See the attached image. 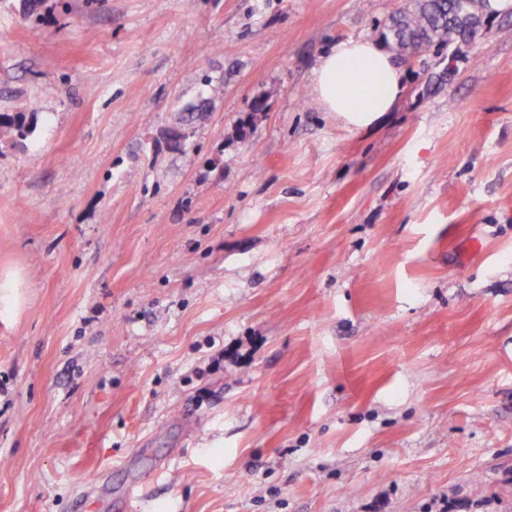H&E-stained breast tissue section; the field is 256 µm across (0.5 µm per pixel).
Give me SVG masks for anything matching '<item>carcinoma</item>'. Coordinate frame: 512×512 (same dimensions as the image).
Returning <instances> with one entry per match:
<instances>
[{"mask_svg": "<svg viewBox=\"0 0 512 512\" xmlns=\"http://www.w3.org/2000/svg\"><path fill=\"white\" fill-rule=\"evenodd\" d=\"M487 0H409L388 26L391 48L403 59L420 57L437 43L473 42ZM30 134L24 122L0 120V140H21Z\"/></svg>", "mask_w": 512, "mask_h": 512, "instance_id": "obj_1", "label": "carcinoma"}]
</instances>
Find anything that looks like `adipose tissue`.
<instances>
[{
	"mask_svg": "<svg viewBox=\"0 0 512 512\" xmlns=\"http://www.w3.org/2000/svg\"><path fill=\"white\" fill-rule=\"evenodd\" d=\"M313 87L324 111L360 129L392 110L403 93V80L389 52L369 41L349 39L323 57Z\"/></svg>",
	"mask_w": 512,
	"mask_h": 512,
	"instance_id": "obj_1",
	"label": "adipose tissue"
}]
</instances>
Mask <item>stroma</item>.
Segmentation results:
<instances>
[{"label": "stroma", "instance_id": "35a3bbf8", "mask_svg": "<svg viewBox=\"0 0 512 512\" xmlns=\"http://www.w3.org/2000/svg\"><path fill=\"white\" fill-rule=\"evenodd\" d=\"M407 3L0 0V512H512V9L313 92ZM375 78V89L364 84ZM314 92L324 111L336 112L355 128L372 124L390 112L403 93L400 68L392 55L375 43L349 39L333 45L313 77Z\"/></svg>", "mask_w": 512, "mask_h": 512}]
</instances>
